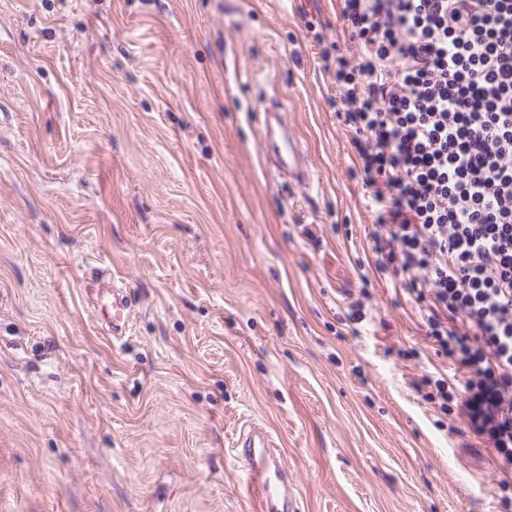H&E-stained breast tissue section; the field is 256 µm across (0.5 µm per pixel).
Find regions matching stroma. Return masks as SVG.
<instances>
[{"mask_svg":"<svg viewBox=\"0 0 512 512\" xmlns=\"http://www.w3.org/2000/svg\"><path fill=\"white\" fill-rule=\"evenodd\" d=\"M340 8L0 0V512H254L251 420L299 512H506L512 472L411 386L447 361L374 268L305 28L351 48ZM264 98L311 186L264 168ZM105 270L127 284L118 342L87 296Z\"/></svg>","mask_w":512,"mask_h":512,"instance_id":"1","label":"stroma"}]
</instances>
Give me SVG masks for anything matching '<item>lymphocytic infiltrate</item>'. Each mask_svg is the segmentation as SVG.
Returning a JSON list of instances; mask_svg holds the SVG:
<instances>
[{
    "label": "lymphocytic infiltrate",
    "mask_w": 512,
    "mask_h": 512,
    "mask_svg": "<svg viewBox=\"0 0 512 512\" xmlns=\"http://www.w3.org/2000/svg\"><path fill=\"white\" fill-rule=\"evenodd\" d=\"M335 106L376 203L375 268L455 375L413 381L512 470V0H342Z\"/></svg>",
    "instance_id": "obj_1"
}]
</instances>
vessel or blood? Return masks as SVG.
Wrapping results in <instances>:
<instances>
[{
	"instance_id": "b4317fda",
	"label": "vessel or blood",
	"mask_w": 512,
	"mask_h": 512,
	"mask_svg": "<svg viewBox=\"0 0 512 512\" xmlns=\"http://www.w3.org/2000/svg\"><path fill=\"white\" fill-rule=\"evenodd\" d=\"M260 112L261 151L270 173L291 186L310 185L313 170L283 107L266 102ZM96 300L113 339L123 338L128 328L124 288L108 282L98 284ZM237 449L258 512H297L288 467L278 454L271 434L262 426L250 425L240 431Z\"/></svg>"
}]
</instances>
